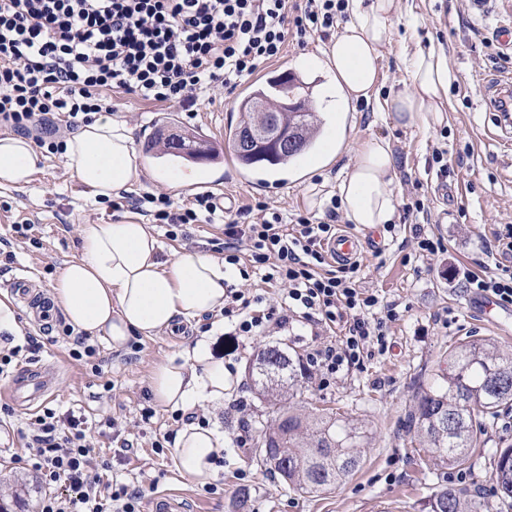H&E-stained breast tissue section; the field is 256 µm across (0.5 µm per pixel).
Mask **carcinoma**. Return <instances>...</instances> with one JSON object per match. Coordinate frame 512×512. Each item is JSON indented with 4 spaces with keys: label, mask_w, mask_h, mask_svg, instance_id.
<instances>
[{
    "label": "carcinoma",
    "mask_w": 512,
    "mask_h": 512,
    "mask_svg": "<svg viewBox=\"0 0 512 512\" xmlns=\"http://www.w3.org/2000/svg\"><path fill=\"white\" fill-rule=\"evenodd\" d=\"M285 84L271 79L267 87L242 99L239 121L229 130L228 140L238 163L247 168L267 162L286 167L314 149L321 122L315 111L281 112L279 102ZM261 97L269 105L267 112L252 110L251 101ZM288 129L300 131L298 142L265 160L253 150L242 149L244 134L262 126L269 119ZM175 146L164 134H158L162 151L173 155L185 153V159L197 161L217 156L210 142H198L186 132ZM203 157H197V154ZM294 363L288 354L272 347L257 357L251 377L271 399L282 396L284 385L295 381ZM441 382L417 392L408 421L409 428L424 440L433 465L463 468L470 461L471 450L480 445L485 420L503 409H512V355L503 353L489 338L468 340L448 350V368L439 375ZM263 462L294 488L317 493L349 476L359 466L365 433L339 413L311 417L277 408L276 416L263 427ZM493 481L502 495L512 498V445L500 449L494 458ZM428 512H476L466 489L448 488L436 493Z\"/></svg>",
    "instance_id": "obj_1"
}]
</instances>
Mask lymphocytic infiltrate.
<instances>
[{
    "label": "lymphocytic infiltrate",
    "mask_w": 512,
    "mask_h": 512,
    "mask_svg": "<svg viewBox=\"0 0 512 512\" xmlns=\"http://www.w3.org/2000/svg\"><path fill=\"white\" fill-rule=\"evenodd\" d=\"M345 0H0V125L33 136L49 153L64 151V132L110 111L106 91L192 108L198 93L215 86L234 92L241 81L276 58L286 41L307 45L328 38ZM113 211L129 210L164 225L170 238L190 224L224 218V261L241 277L262 270L263 283L284 289L265 305L249 289L227 286L222 318L239 336H259L290 317L328 336L301 367L321 384L337 373L385 354L396 303H381L362 288L356 264L332 267L324 244L336 234L338 203L323 217L283 216L261 205L221 207L215 195L196 194L176 204L167 194L120 197ZM493 248L500 260L466 285L483 297L512 305V225H503ZM117 442L116 420L47 408L32 418L26 448L45 492L39 512H140L141 492L115 483L93 435Z\"/></svg>",
    "instance_id": "1"
}]
</instances>
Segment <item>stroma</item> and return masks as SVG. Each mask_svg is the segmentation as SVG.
<instances>
[{"mask_svg": "<svg viewBox=\"0 0 512 512\" xmlns=\"http://www.w3.org/2000/svg\"><path fill=\"white\" fill-rule=\"evenodd\" d=\"M422 22L416 37L421 46L444 45L448 64L457 79L448 88V110L441 123L429 133L403 129L393 120L381 119L366 107L349 112L345 128H337L334 112H324L325 130L342 142L337 159L317 173H310V160L288 177L287 189L265 192L252 187L232 155L216 162L195 164L197 178H209L218 186L217 196L225 206H257L268 203L288 213H322L329 202L343 165L371 138L388 137L396 154L394 189L399 204L421 201L423 211L397 219L393 230L356 228L339 222L338 230L359 232L366 245L358 258V277L363 288L396 302L399 317L392 323L386 354L365 359L359 367L337 374L329 386H320L316 376L299 371V385L286 405L312 415L332 409L361 425L367 435L358 469L331 488L307 494L289 487L267 472L258 460L261 425L272 414L254 385L249 365L269 347H277L299 358L316 343L310 326L295 321L280 329L270 327L261 336L244 339L218 333L212 346L225 365L239 377L238 385L223 404L197 407V415L217 424L224 432V462L214 481L215 492H206L182 475L170 451L155 453L152 441L177 430L170 412L158 410L150 423L140 411L154 406L150 378L157 366L176 356L193 332L181 324L173 332L135 337L133 344L112 347L101 344V372L73 360L69 346L58 334L63 312L43 327L32 323L24 308L15 315L21 333L40 336L43 347L35 363L50 364L54 372V394L43 406L66 411L82 409L100 420L117 418L133 446L112 459V474L119 482L141 487L147 496L164 491L179 492L187 512H428L431 497L442 488L463 485L477 503L478 512H512V499H503L492 481V464L497 449L512 445V428L503 429L512 414L500 413L488 425L481 443L472 454L464 474L435 470L413 431L407 414L420 386L433 382L444 369L448 348L467 337L492 339L501 348L512 349V320L504 326L487 322L471 307L474 297L463 276L490 263L488 254L494 233L512 224V148L500 140L497 116L481 96L483 85L495 77L512 76V64L493 37L499 25L512 20L507 12L484 17L472 14L469 0H416ZM325 46L314 38L307 46L286 42L279 58L246 78L255 88L272 76L291 72L312 83L314 97H321L326 82L324 71L312 63L313 55ZM245 89L226 94L212 89L200 99L195 118L173 101L159 102L120 90L109 91L112 119L132 129L136 164L140 171L133 195L164 192L178 204L196 194V187L174 188L154 179L155 171L176 174L180 162L155 159L147 152L159 121L169 123L170 132L184 129L219 132L216 148H224L222 137L236 123L238 105ZM447 152L448 174L440 176L432 160L434 148ZM33 224L34 236L42 243L34 248L13 242L11 269L0 270V297L12 277L29 274L45 291H52L64 262L80 253V227L90 223L142 222V215L113 211L107 199L93 197L72 176L62 155L41 154L35 180L29 189L0 187V239H11L17 221ZM444 238V253L419 258L415 255L416 233ZM112 390H105V383ZM29 411L11 406L0 417V512H37L39 478L22 463L24 441L20 436L29 422ZM248 431L250 440L237 447L235 438ZM245 507H238L239 499Z\"/></svg>", "mask_w": 512, "mask_h": 512, "instance_id": "obj_1", "label": "stroma"}]
</instances>
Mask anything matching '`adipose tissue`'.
<instances>
[{
	"label": "adipose tissue",
	"instance_id": "1",
	"mask_svg": "<svg viewBox=\"0 0 512 512\" xmlns=\"http://www.w3.org/2000/svg\"><path fill=\"white\" fill-rule=\"evenodd\" d=\"M346 11L350 22L321 51L336 90L337 111L362 103L391 116L401 128L429 130L440 121L448 87L456 79L442 46L403 49L399 64L408 78L406 89L379 93L384 51L395 19L404 18L412 30L420 24L414 0H346ZM63 157L67 170L96 197H119L139 178L131 128L105 115L67 138ZM38 161L30 140L0 135L1 187L31 186ZM395 176L391 140L378 137L367 142L336 181L347 218L367 229L394 223ZM80 237V255L65 263L52 299L75 329L111 346L220 312L226 285L237 279L236 271L223 260L201 251L185 248L161 257L162 247L146 224H85ZM212 338V333L200 334L180 360H169L154 370L151 391L161 408L187 412L223 403L237 379L213 353ZM223 451L220 427L189 423L177 431L172 456L183 475L204 485L215 478Z\"/></svg>",
	"mask_w": 512,
	"mask_h": 512
}]
</instances>
